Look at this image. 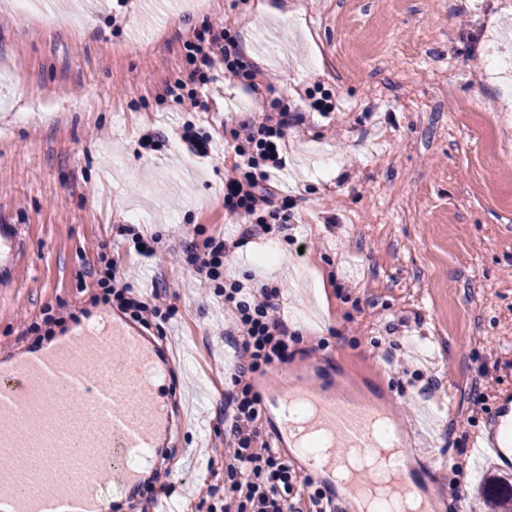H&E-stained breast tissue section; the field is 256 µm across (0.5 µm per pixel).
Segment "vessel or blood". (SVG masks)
<instances>
[{
    "instance_id": "obj_1",
    "label": "vessel or blood",
    "mask_w": 512,
    "mask_h": 512,
    "mask_svg": "<svg viewBox=\"0 0 512 512\" xmlns=\"http://www.w3.org/2000/svg\"><path fill=\"white\" fill-rule=\"evenodd\" d=\"M24 250L23 227L0 220V288L14 279ZM162 369L144 335L125 320L105 313L80 325L53 347L10 363H0V458L26 459L24 468H0V512H110L108 486L131 487L142 477L144 457L159 447L170 427V400ZM285 399L306 400L312 413L301 423L283 420L293 447L312 434L340 443L329 454L323 475L336 512L358 494L385 491L419 500L416 485L400 481L405 449L384 460L385 475L375 484L351 467L348 454H372L370 424L377 416L368 403L347 393L284 391ZM512 424V402L500 405L479 444L501 466L512 467V447L503 441Z\"/></svg>"
}]
</instances>
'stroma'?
<instances>
[{
	"mask_svg": "<svg viewBox=\"0 0 512 512\" xmlns=\"http://www.w3.org/2000/svg\"><path fill=\"white\" fill-rule=\"evenodd\" d=\"M223 20L259 70L278 73L276 97L315 84L341 110L289 128L280 195L296 202L288 233L244 237L224 209V168L238 123L261 121L242 83L218 70L209 109L163 95L186 71L183 43ZM512 0H39L23 18L0 9V217L23 225L16 279L0 288V356L52 347L74 321L104 311L100 273L130 268L134 284L167 295L160 340L185 358L171 390L205 379L192 428L159 454L163 489L112 496V512H219L234 493L223 459L230 377L243 362L214 282L193 281L176 257L206 237L239 241L230 271L279 288L275 302L292 354L256 374L351 390L381 407L396 432L430 404L434 435L406 469L438 512L464 502L482 512L484 480L512 469L476 441L512 396V87L486 58ZM469 101V120L459 106ZM212 137L191 154L185 121ZM153 132L154 147L141 143ZM157 236L153 257L129 249L119 227ZM278 246L263 259L267 244ZM56 319L52 334L40 332ZM409 357L390 371L383 349ZM466 479H459V472Z\"/></svg>",
	"mask_w": 512,
	"mask_h": 512,
	"instance_id": "stroma-1",
	"label": "stroma"
}]
</instances>
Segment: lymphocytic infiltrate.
<instances>
[{"instance_id":"f902f5d3","label":"lymphocytic infiltrate","mask_w":512,"mask_h":512,"mask_svg":"<svg viewBox=\"0 0 512 512\" xmlns=\"http://www.w3.org/2000/svg\"><path fill=\"white\" fill-rule=\"evenodd\" d=\"M188 66L183 79L167 84L165 96L193 110H207L200 95L213 80L215 69H224L234 78L245 80L255 98L274 93L272 77L259 73L246 61L237 39L224 28L207 25L194 30L183 45ZM339 108L334 92H306L299 101L279 100L277 113L261 122L241 121L234 132L237 161L224 172V208L247 224L250 232H284L294 217L285 201L279 200L273 176L284 167L283 144L288 128L305 123L310 112L329 116ZM236 247L229 240L204 239L194 244L187 260L204 280H223L224 306L233 314V327L248 356L232 377L227 430L232 454L227 474L239 494L236 512H303L304 500H311L317 512H329L322 490L302 498L295 490L298 477L280 453L269 444H257L255 424L261 413V397L254 389L253 376L284 361L297 335L276 314L273 303L277 289L245 282L227 274V260ZM101 281L112 303L133 322L147 324L160 310V293H141L124 267L104 268Z\"/></svg>"}]
</instances>
